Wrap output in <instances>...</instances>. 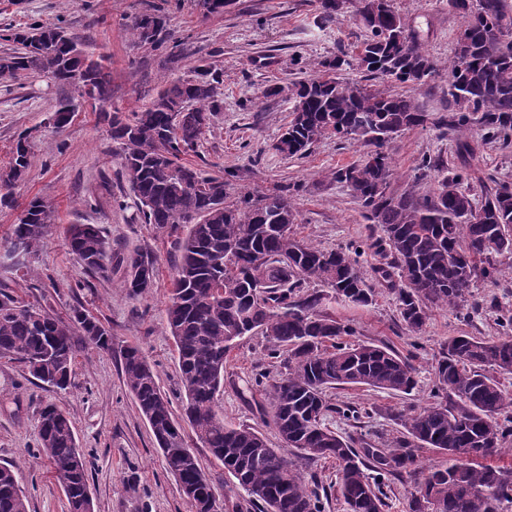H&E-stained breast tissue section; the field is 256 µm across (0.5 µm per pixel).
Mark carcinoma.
<instances>
[{
  "label": "carcinoma",
  "mask_w": 512,
  "mask_h": 512,
  "mask_svg": "<svg viewBox=\"0 0 512 512\" xmlns=\"http://www.w3.org/2000/svg\"><path fill=\"white\" fill-rule=\"evenodd\" d=\"M346 3L320 0L322 19L333 20ZM448 6L461 16L462 25L448 66L449 115L441 123L456 136L459 165L437 181L430 195L389 191L390 144L400 132L426 121L415 98L338 76L352 65L369 81L420 86L434 75V62L392 0H358L356 15L364 19L367 32L358 55L322 60L311 77L296 84L287 149L281 151L302 155L332 136L358 140L367 148L361 160L336 171V181L361 203L367 220L381 226L384 237L375 246L391 260L376 268L377 278L395 291L401 319L413 333L432 309L464 301L477 274L495 283L497 269H479L477 262L512 253V185H496L479 204L458 188L476 152L469 139L473 125L502 147L512 146V0H448ZM160 12L159 5L148 4L131 20L129 32L140 44L170 49L172 61L181 42L171 43L163 34ZM11 40L20 48L4 55L10 61L8 76L48 71L85 87L90 99L105 101V68L62 28L34 24ZM193 72L191 78H168L132 116L113 112L111 125L121 177L140 219L165 233L176 255L166 318L181 371L184 417L196 438L261 512H322L321 495L308 489L282 449L268 447L255 428L229 426L218 414L224 364L238 339L256 333L269 340V354L282 359L286 373L270 384L264 375L254 376L262 396L255 405L262 412L271 409L281 442L300 457L336 462L346 512H387L385 487L405 474L413 480L409 512H427L431 497L441 512H498L502 501H512V468L488 460L500 456L503 444L512 440V392L490 372L512 373V337L448 339L435 367L437 400L394 415L402 426L392 441L394 449L332 431L325 423L328 414L353 420L360 415L354 407L333 405L326 390L365 385L409 394L417 384V369L412 357L391 346L339 341L353 328L321 310L330 296L362 307L372 304L374 290L358 271L359 252L323 250L299 238L297 213L284 191L247 193L229 202L224 176L206 175L183 162L221 109L220 73L204 60ZM27 138L24 133L17 139L5 170L8 179L0 181V188L7 189L3 201L32 164ZM475 211L482 214L478 221L471 219ZM53 212L51 202L32 199L4 246L11 250L19 242L26 253L37 251ZM66 239L89 272L109 275L112 248L97 225L71 224ZM455 253L468 262L455 264ZM119 262L127 268L129 296L137 298L154 286V261L135 252ZM307 283L330 293L305 295L301 290ZM76 327L95 347H110L109 333L81 311L64 321L0 290V359L24 365L43 384L57 389L71 384ZM122 373L166 470L181 488L194 489L192 512H207L212 480L196 455L185 454L184 434L167 431L176 422L170 400L139 347L124 349ZM39 444L56 480L71 478L72 486L64 489L68 512H93V502L82 499L88 487L86 462L78 474L70 469L80 452L65 412L51 405L41 410ZM418 448L436 449L448 456V465L418 467ZM17 483L14 470L0 467V512H28L26 495L15 491Z\"/></svg>",
  "instance_id": "cac0c4a2"
}]
</instances>
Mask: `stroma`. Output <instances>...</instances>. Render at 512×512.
I'll list each match as a JSON object with an SVG mask.
<instances>
[{"mask_svg": "<svg viewBox=\"0 0 512 512\" xmlns=\"http://www.w3.org/2000/svg\"><path fill=\"white\" fill-rule=\"evenodd\" d=\"M142 3L0 0V55L10 48L5 40L8 30L57 24L79 49L102 59L110 75V97L101 109L82 96L78 86L61 83L47 73L24 71L0 80V171L8 167L20 133H28L33 155L10 203L0 204V240L10 234L33 197L55 204L49 234L36 253L15 259L0 249V288L66 320L74 310H81L112 336L111 348L103 350L86 344L81 332H74L75 377L66 390L33 381L20 364L0 360V465L18 468L29 512H67L65 496L38 447L39 414L49 404L61 407L73 423L87 464L94 512H190L178 482L165 470L122 374V349L139 346L173 412H180L181 373L164 314L173 256L165 235L154 225L134 219L135 211L128 206L129 188L118 176V146L107 114L138 111L154 97L163 78L190 75L198 59L221 72L224 107L196 153L186 156V163L210 173H232L234 198L291 187L299 236L328 250L363 247L359 268L374 290L372 305L354 308L336 299L323 302L322 309L351 323V342L384 343L414 357L417 385L411 394L395 395L362 385L327 390L332 404L366 412L357 422L332 415L328 423L334 431L355 438L397 436L399 426L392 412L432 402L434 366L449 338L512 336V327L503 320L512 310V254L494 258L500 270L497 286L475 279L463 307L432 310L421 332H409L400 319L394 291L376 278L375 269L384 257L370 243L383 232L365 221L360 204L335 179L337 169L361 159L363 146L350 139L328 138L294 158L272 148L291 119L293 102L287 87L309 78L317 62L353 50L363 41L356 0H348L330 22L321 21L319 0H232L224 12L212 14L203 0H168L166 30L187 48L185 57L172 64L150 46L135 43L128 31ZM393 5L405 24L419 33L438 68L426 85L415 90L391 80L383 84L389 93L412 95L426 114L425 123L403 131L390 150L391 191L398 195L412 190L424 196L457 162L455 139L440 120L448 114L447 67L462 19L449 9L448 0H393ZM273 84L282 86V93L265 96V89ZM64 101L73 110L59 128L54 114ZM473 136L480 144L478 161L461 187L480 201L495 184L512 183V148H502L478 126ZM425 159L434 168L424 178L419 166ZM71 224L99 225L113 253L149 255L159 269L155 286L134 299L124 286L125 266L113 265L106 278L89 275L69 251L65 229ZM21 262L31 268V276L18 272ZM260 372L273 379L285 369L269 357L264 336H245L225 364L218 412L225 423L256 428L269 447L277 448L280 437L273 424L263 420L248 390L250 379ZM185 438L200 465L212 475L224 512H258L194 434L186 433ZM300 467L306 482L325 489L324 512H344L336 492L335 462L304 461Z\"/></svg>", "mask_w": 512, "mask_h": 512, "instance_id": "1", "label": "stroma"}]
</instances>
